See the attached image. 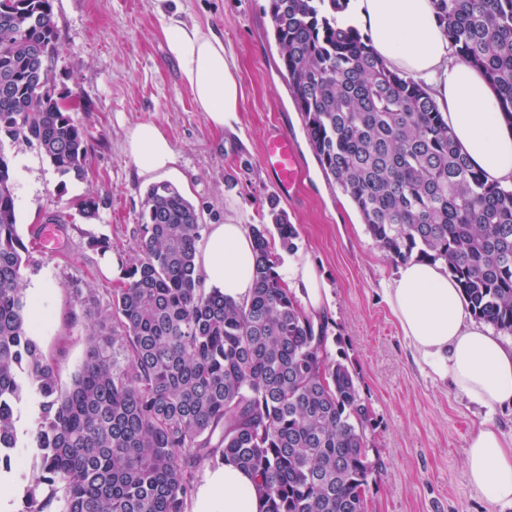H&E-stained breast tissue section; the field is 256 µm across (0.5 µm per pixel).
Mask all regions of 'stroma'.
I'll list each match as a JSON object with an SVG mask.
<instances>
[{"instance_id": "35a3bbf8", "label": "stroma", "mask_w": 512, "mask_h": 512, "mask_svg": "<svg viewBox=\"0 0 512 512\" xmlns=\"http://www.w3.org/2000/svg\"><path fill=\"white\" fill-rule=\"evenodd\" d=\"M60 52L59 88L76 93L75 119L84 127L90 168L85 178H59L37 149L7 146L16 185L19 232L29 249L25 282L50 290L37 310L36 339L55 359L69 386L85 355L83 314L73 285L92 289L106 312L117 274L89 247L108 238L113 252L135 257L137 216L148 189L126 145L129 126L151 121L177 152L166 180L200 210L203 224H220L235 210L247 225L269 221L275 189L263 164L267 137L287 130L297 148L301 178L279 206L298 230L297 253L319 267L329 285L325 314L372 411L368 456L378 468L369 479L367 512H512L489 504L464 475L467 442L482 422L512 432V406L487 411L461 399L411 356L385 302L383 288L398 272L367 233L353 203L324 176L308 144L299 112L279 66L268 0H53ZM212 27L233 53L242 89L235 130L212 129L198 112L170 56L163 29L172 15ZM104 198L99 217H83L75 199ZM52 214L45 247L32 226Z\"/></svg>"}]
</instances>
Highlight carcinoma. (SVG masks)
Returning <instances> with one entry per match:
<instances>
[{
    "label": "carcinoma",
    "instance_id": "obj_1",
    "mask_svg": "<svg viewBox=\"0 0 512 512\" xmlns=\"http://www.w3.org/2000/svg\"><path fill=\"white\" fill-rule=\"evenodd\" d=\"M434 2L512 123V0ZM348 3L269 0L310 146L387 256L441 263L471 313L512 334V187L471 165L428 90L345 22ZM57 54L52 0H0V471L15 448L30 449L35 468L17 512H186L196 472L226 460L253 475L264 512H365L371 411L346 359L329 354V321H314L277 271L269 237L292 251L298 231L274 196L270 224L251 227L255 286L236 301L196 271V207L170 183L150 187L138 256L117 254L110 311L85 328L83 363L59 384L22 288L27 248L5 152L24 143L61 177L87 174L83 127L36 89ZM104 206L77 203L86 218ZM73 298L86 313L96 305L89 288L73 286ZM28 392L39 413L23 440Z\"/></svg>",
    "mask_w": 512,
    "mask_h": 512
}]
</instances>
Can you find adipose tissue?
Instances as JSON below:
<instances>
[{"label": "adipose tissue", "mask_w": 512, "mask_h": 512, "mask_svg": "<svg viewBox=\"0 0 512 512\" xmlns=\"http://www.w3.org/2000/svg\"><path fill=\"white\" fill-rule=\"evenodd\" d=\"M353 17L371 34L377 54L392 68L427 86L471 164L493 181L512 184V125L499 110L484 75L460 60L442 32L433 0H353ZM169 54L198 111L213 129L234 128L241 110L236 67L223 39L195 23L171 19L164 29ZM126 139L138 176L152 181L174 171L176 151L150 121L131 126ZM198 273L211 288L247 299L254 287L255 254L249 228L236 213L211 225ZM280 274L304 309L323 314L328 291L316 267L299 260ZM385 300L413 357L457 395L487 409L512 405V345L468 315L456 281L439 264L401 263ZM464 474L490 504L512 502V434L484 423L466 449ZM195 512H261L252 477L233 463L211 474Z\"/></svg>", "instance_id": "adipose-tissue-1"}]
</instances>
